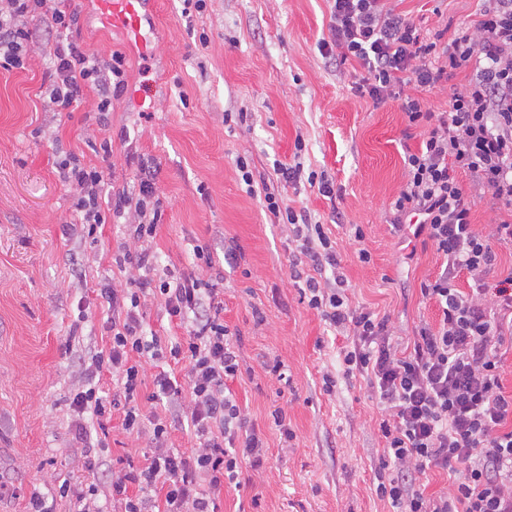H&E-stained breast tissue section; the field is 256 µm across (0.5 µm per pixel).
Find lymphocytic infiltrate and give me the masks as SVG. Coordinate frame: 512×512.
<instances>
[{"mask_svg": "<svg viewBox=\"0 0 512 512\" xmlns=\"http://www.w3.org/2000/svg\"><path fill=\"white\" fill-rule=\"evenodd\" d=\"M480 2L478 19L449 41L442 30L422 29L398 13L392 0H333L331 11L337 58L363 70L357 91L377 101L399 100L409 126L419 131L420 145L405 156V180L390 214L395 229L424 237L443 259L438 274L420 283L422 298L438 309L436 325H421L412 344L400 346L387 316L351 306L340 255L323 226L274 192L264 195L267 211L293 228L289 269L302 284L301 300L330 327L353 331L340 364L344 375L367 378L382 406L376 493L395 512H512V394L503 390L499 354L512 337V273L494 275L496 245L512 243V0ZM79 20L70 0H0V68H24L31 49L40 50L45 110L73 111L91 91L98 98L94 121L104 127L126 85L125 59L90 53L76 37ZM459 73L466 83L446 110H432L424 92ZM406 86L413 94L403 95ZM140 172L137 189L115 191L105 210L103 169L74 155L57 167L59 181L76 191L67 229L95 239L102 226L124 218L138 244L136 251L112 255L113 263L132 266L135 274L124 292L101 289L110 346L85 368L91 377L111 374L122 396L109 398L94 384L78 390L74 430L85 436L84 413L102 425L120 406L125 431L140 432L146 422L134 401L144 353L188 361L186 385L158 374L154 396L174 402L189 391L196 448L169 447L166 420L152 417L153 455L142 466L113 472L112 496L124 512H217L216 501L238 479L242 462L260 468L266 450L257 432L238 435L240 408L227 383L241 365L221 291L192 274L160 272L150 248L162 218L154 195L157 167L146 160ZM461 173L488 194L499 214L487 232L474 227ZM326 271L333 281L321 280ZM463 277L465 289L457 286ZM150 296L162 299L170 321L187 328L169 348L144 338L139 307ZM455 464L463 471L449 491L427 493V471ZM152 487L161 488L162 499L148 496Z\"/></svg>", "mask_w": 512, "mask_h": 512, "instance_id": "lymphocytic-infiltrate-1", "label": "lymphocytic infiltrate"}]
</instances>
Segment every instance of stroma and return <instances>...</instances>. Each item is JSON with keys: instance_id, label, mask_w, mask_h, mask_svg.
I'll list each match as a JSON object with an SVG mask.
<instances>
[{"instance_id": "35a3bbf8", "label": "stroma", "mask_w": 512, "mask_h": 512, "mask_svg": "<svg viewBox=\"0 0 512 512\" xmlns=\"http://www.w3.org/2000/svg\"><path fill=\"white\" fill-rule=\"evenodd\" d=\"M78 34L92 53L126 61L127 87L112 101V126L87 121L86 95L73 112L43 109L44 64L31 51L25 69H0V512H27L31 495L48 512H71L57 482L97 485V512H113L110 477L92 453L105 439L112 458L142 464L148 433L129 434L113 411L107 431L87 420L76 439L70 399L85 383L81 359L107 348V315L97 288H125L131 270L111 264L118 246H132L124 225H105L100 241L67 237L73 190L58 179L63 152L99 166V145L112 140V184L134 188L139 161L159 168L155 193L164 214L152 242L159 267L195 272L224 291V322L235 333L242 376L230 381L246 426L265 436L260 469L243 465L240 485L225 487L218 512H389L376 493L383 439L382 410L366 380L340 377L338 353L352 338L329 328L302 303L288 276L290 225L273 219L263 191L247 194L236 168L247 158L255 182L275 185V163L293 160L305 143L306 169L335 185L326 197L307 183L286 188V203L306 209L336 242L354 306L388 315L396 337L435 324L436 310L419 284L441 257L421 241L402 245L389 222L405 176L404 152L418 136L398 100L357 92L361 69L338 64L319 43L329 38V0H205L184 13L183 0H155L145 52L129 49L123 30L105 25L94 0H73ZM478 0H397V11L425 28L449 33L478 18ZM363 240H356L355 230ZM211 248L197 263L193 245ZM370 262H361L359 249ZM281 361L285 379L266 366ZM165 363L144 365L139 407L171 422L169 443L187 451L196 441L176 405L152 400ZM337 375L333 394L324 373ZM284 409L295 433L283 441L271 422Z\"/></svg>"}]
</instances>
